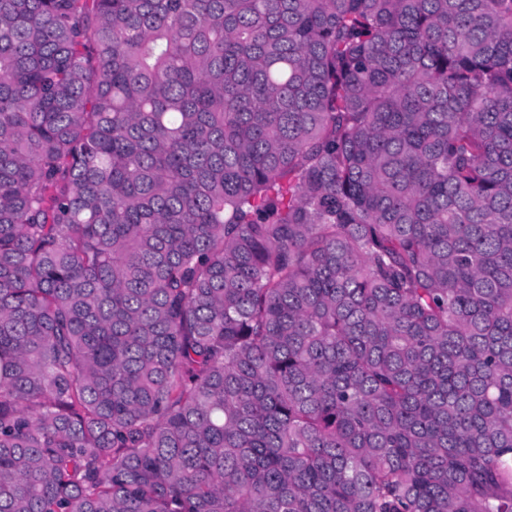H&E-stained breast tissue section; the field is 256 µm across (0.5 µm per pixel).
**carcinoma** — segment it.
Segmentation results:
<instances>
[{"instance_id": "carcinoma-1", "label": "carcinoma", "mask_w": 512, "mask_h": 512, "mask_svg": "<svg viewBox=\"0 0 512 512\" xmlns=\"http://www.w3.org/2000/svg\"><path fill=\"white\" fill-rule=\"evenodd\" d=\"M0 512H512V0H0Z\"/></svg>"}]
</instances>
